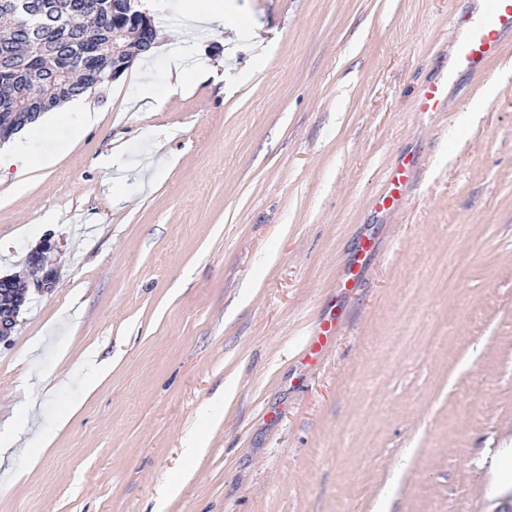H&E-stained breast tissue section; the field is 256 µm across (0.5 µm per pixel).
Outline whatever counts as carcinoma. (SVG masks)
Instances as JSON below:
<instances>
[{"label": "carcinoma", "instance_id": "1", "mask_svg": "<svg viewBox=\"0 0 512 512\" xmlns=\"http://www.w3.org/2000/svg\"><path fill=\"white\" fill-rule=\"evenodd\" d=\"M0 36V140L112 81V37L141 23L125 0H39Z\"/></svg>", "mask_w": 512, "mask_h": 512}]
</instances>
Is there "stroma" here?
I'll return each mask as SVG.
<instances>
[{"label": "stroma", "instance_id": "obj_1", "mask_svg": "<svg viewBox=\"0 0 512 512\" xmlns=\"http://www.w3.org/2000/svg\"><path fill=\"white\" fill-rule=\"evenodd\" d=\"M467 6L224 0L236 30L144 0L158 49L87 94L99 123L61 110L20 131L53 164L22 193L0 174V277L29 279L48 239L56 281L0 341V512H496L512 492L491 473L512 476V46L452 112L415 109ZM178 61L204 71L185 91L168 87ZM413 151L410 204L381 217L371 196ZM373 226L382 253L335 347L302 366L301 322Z\"/></svg>", "mask_w": 512, "mask_h": 512}]
</instances>
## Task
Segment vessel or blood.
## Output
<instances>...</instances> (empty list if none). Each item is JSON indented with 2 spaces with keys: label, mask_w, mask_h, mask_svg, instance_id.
<instances>
[{
  "label": "vessel or blood",
  "mask_w": 512,
  "mask_h": 512,
  "mask_svg": "<svg viewBox=\"0 0 512 512\" xmlns=\"http://www.w3.org/2000/svg\"><path fill=\"white\" fill-rule=\"evenodd\" d=\"M479 12L455 18L454 25L460 40L453 57L451 71L439 75L423 85L416 98V109L425 113H442L449 109V94L458 74H482L499 59L508 42L512 41V0H481ZM415 178V162L402 159L390 166L385 174L384 186L372 203L378 211L391 212L402 208L408 190ZM375 253L373 238H364L357 258L346 268L337 282L342 292L357 288L363 269ZM342 324L338 309L330 308L303 328V343L298 351L302 363H321L332 347Z\"/></svg>",
  "instance_id": "vessel-or-blood-1"
}]
</instances>
